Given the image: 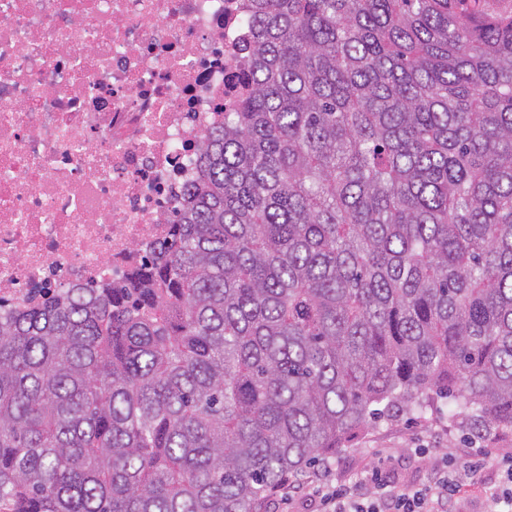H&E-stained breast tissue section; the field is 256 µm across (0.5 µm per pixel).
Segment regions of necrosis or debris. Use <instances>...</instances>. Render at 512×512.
Returning a JSON list of instances; mask_svg holds the SVG:
<instances>
[{"mask_svg": "<svg viewBox=\"0 0 512 512\" xmlns=\"http://www.w3.org/2000/svg\"><path fill=\"white\" fill-rule=\"evenodd\" d=\"M251 32L247 0H0V311L168 240Z\"/></svg>", "mask_w": 512, "mask_h": 512, "instance_id": "necrosis-or-debris-1", "label": "necrosis or debris"}]
</instances>
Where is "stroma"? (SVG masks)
Here are the masks:
<instances>
[{"mask_svg": "<svg viewBox=\"0 0 512 512\" xmlns=\"http://www.w3.org/2000/svg\"><path fill=\"white\" fill-rule=\"evenodd\" d=\"M473 448L486 449L477 478L483 485H493L504 454L512 452V435L492 442L473 437L463 418L449 417L447 401L440 400L421 417L412 419L402 414L372 426L330 460L329 478L348 483L365 477L381 457L386 467L397 471L402 483L419 486L448 463L464 466Z\"/></svg>", "mask_w": 512, "mask_h": 512, "instance_id": "35a3bbf8", "label": "stroma"}]
</instances>
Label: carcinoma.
<instances>
[{
	"label": "carcinoma",
	"instance_id": "1",
	"mask_svg": "<svg viewBox=\"0 0 512 512\" xmlns=\"http://www.w3.org/2000/svg\"><path fill=\"white\" fill-rule=\"evenodd\" d=\"M250 0L159 255L0 316V512H259L395 410L512 430V13Z\"/></svg>",
	"mask_w": 512,
	"mask_h": 512
}]
</instances>
